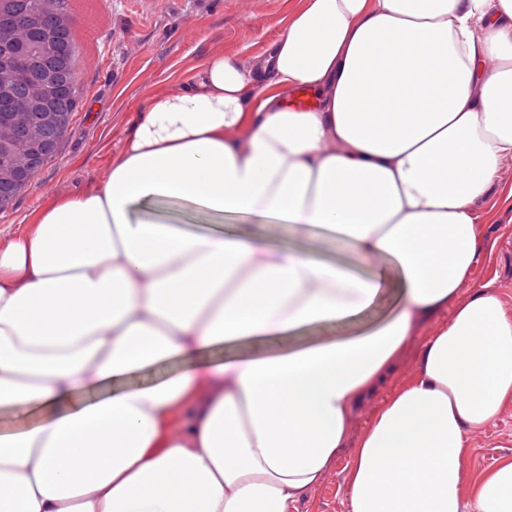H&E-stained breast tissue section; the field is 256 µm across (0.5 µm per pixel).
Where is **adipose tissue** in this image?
Here are the masks:
<instances>
[{"label":"adipose tissue","mask_w":512,"mask_h":512,"mask_svg":"<svg viewBox=\"0 0 512 512\" xmlns=\"http://www.w3.org/2000/svg\"><path fill=\"white\" fill-rule=\"evenodd\" d=\"M311 108L285 104L281 85ZM512 162V0H301L252 64L215 53L151 95L104 178L0 240V512H289L419 326L415 372L347 465L348 512H512V459L467 475L512 403V318L476 204ZM333 227L399 288L369 329L220 365L208 349L354 316L378 295L310 252L193 235L168 201ZM181 359L160 383L121 387ZM185 367V363L180 360L161 361L128 376L123 385L125 387L151 385L182 372ZM44 417L40 412H33L27 409H0V432L17 433L32 429L39 425Z\"/></svg>","instance_id":"1"}]
</instances>
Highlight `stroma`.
Returning <instances> with one entry per match:
<instances>
[{
	"instance_id": "1",
	"label": "stroma",
	"mask_w": 512,
	"mask_h": 512,
	"mask_svg": "<svg viewBox=\"0 0 512 512\" xmlns=\"http://www.w3.org/2000/svg\"><path fill=\"white\" fill-rule=\"evenodd\" d=\"M102 20L85 29L75 18L73 34L80 55L105 57L102 68L79 71L80 104L60 150L19 196L14 207L0 213V238L21 232L52 195L86 191L106 174L110 162L145 109L153 93H175L183 88L189 69L221 52L251 62L278 36L299 6V0H97ZM193 29L197 37L186 41ZM512 188V164L504 166L494 188L479 206V231L494 240L471 279L470 288L492 283L512 316V205L502 197ZM219 232L227 236H261L281 249L316 252L330 264L362 277L385 274L387 285L375 302L352 318L327 321L286 335L262 336L213 347L201 362L219 364L256 354L287 351L317 342L335 340L375 326L394 307L399 283L387 258L375 264L358 262L348 241L334 229L288 224L268 225L234 214L224 217ZM439 319L421 325L416 341L402 352L391 376L367 394L354 409L344 448L321 482L294 503L290 512H347L346 466L367 428L372 413L396 386L415 371L421 341L439 327ZM469 473L491 467L501 458H512V404L484 430L470 436Z\"/></svg>"
}]
</instances>
